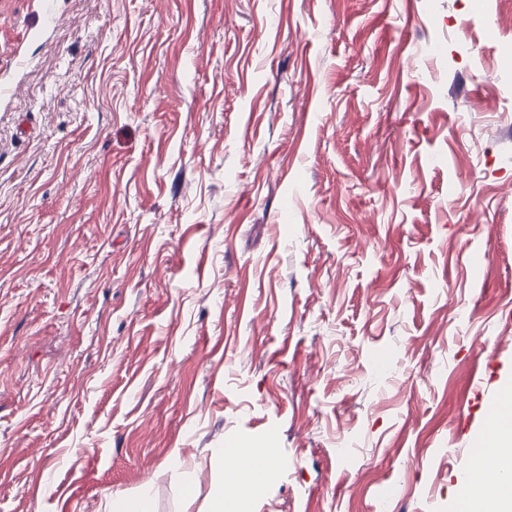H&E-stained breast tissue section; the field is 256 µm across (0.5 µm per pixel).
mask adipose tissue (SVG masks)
I'll list each match as a JSON object with an SVG mask.
<instances>
[{
    "instance_id": "1",
    "label": "adipose tissue",
    "mask_w": 512,
    "mask_h": 512,
    "mask_svg": "<svg viewBox=\"0 0 512 512\" xmlns=\"http://www.w3.org/2000/svg\"><path fill=\"white\" fill-rule=\"evenodd\" d=\"M222 457L236 468L241 480L229 494L223 486L214 487L210 512H245L248 497L265 482L271 462L263 454L244 448L223 449ZM492 466L512 467V419L505 421L487 438L475 468L480 471ZM460 509L461 512H512V489L471 483L460 489Z\"/></svg>"
}]
</instances>
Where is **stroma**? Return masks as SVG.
I'll use <instances>...</instances> for the list:
<instances>
[{"mask_svg": "<svg viewBox=\"0 0 512 512\" xmlns=\"http://www.w3.org/2000/svg\"><path fill=\"white\" fill-rule=\"evenodd\" d=\"M510 43L512 0H0V512H206L230 445L254 512H454ZM224 459L227 466L232 463V468L237 469L242 480L237 482L232 475L229 476L236 486L229 495H224L223 484L215 486L209 512H246L244 507L247 505V498L256 492L254 489L261 486L268 476L270 459H265L262 453L253 454L245 448H223V467ZM149 493V488H144L137 496H112L109 510L110 512H148Z\"/></svg>", "mask_w": 512, "mask_h": 512, "instance_id": "stroma-1", "label": "stroma"}]
</instances>
